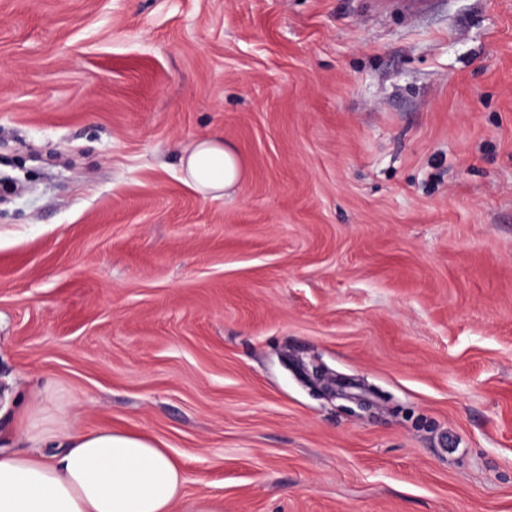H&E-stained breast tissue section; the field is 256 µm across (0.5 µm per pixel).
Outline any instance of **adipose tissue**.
Segmentation results:
<instances>
[{
    "label": "adipose tissue",
    "instance_id": "1",
    "mask_svg": "<svg viewBox=\"0 0 512 512\" xmlns=\"http://www.w3.org/2000/svg\"><path fill=\"white\" fill-rule=\"evenodd\" d=\"M185 182L219 198L241 180L236 153L216 133L181 156ZM68 411L34 392L16 416L27 445L0 450V512H180L185 478L147 436L109 428L62 434Z\"/></svg>",
    "mask_w": 512,
    "mask_h": 512
}]
</instances>
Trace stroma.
<instances>
[{
	"label": "stroma",
	"instance_id": "35a3bbf8",
	"mask_svg": "<svg viewBox=\"0 0 512 512\" xmlns=\"http://www.w3.org/2000/svg\"><path fill=\"white\" fill-rule=\"evenodd\" d=\"M404 3L0 0V448L47 388L188 504L512 512V0ZM181 172L184 181L203 197H223L241 181L239 159L217 133L200 137L183 149Z\"/></svg>",
	"mask_w": 512,
	"mask_h": 512
}]
</instances>
